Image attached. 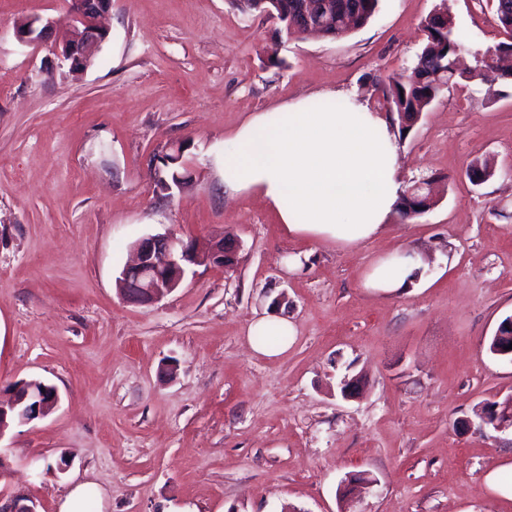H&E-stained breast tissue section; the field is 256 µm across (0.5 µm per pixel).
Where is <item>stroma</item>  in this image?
<instances>
[{
    "label": "stroma",
    "mask_w": 512,
    "mask_h": 512,
    "mask_svg": "<svg viewBox=\"0 0 512 512\" xmlns=\"http://www.w3.org/2000/svg\"><path fill=\"white\" fill-rule=\"evenodd\" d=\"M442 5L474 47L500 41L490 0H381L345 37L287 41L231 0H112L75 73L16 37L66 0H0V390L60 396L0 438V493L38 512L79 485L100 512H512V429L469 425L512 396L488 349L512 315V81L454 87L397 136L405 188L432 181L435 203L363 244L289 234L258 192L224 190V142L255 114L324 90L384 112ZM181 144L192 180L163 188L153 160ZM165 232L233 239L235 265L130 303L121 271ZM405 249L426 262L406 288L365 287ZM267 316L294 328L274 358L247 336Z\"/></svg>",
    "instance_id": "obj_1"
}]
</instances>
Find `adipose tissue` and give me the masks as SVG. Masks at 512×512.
Segmentation results:
<instances>
[{
	"label": "adipose tissue",
	"instance_id": "1",
	"mask_svg": "<svg viewBox=\"0 0 512 512\" xmlns=\"http://www.w3.org/2000/svg\"><path fill=\"white\" fill-rule=\"evenodd\" d=\"M305 96L260 113L224 150V188L258 191L290 234L354 245L378 236L403 193L401 159L384 117L348 95ZM420 254L381 260L365 285L403 288Z\"/></svg>",
	"mask_w": 512,
	"mask_h": 512
}]
</instances>
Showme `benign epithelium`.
I'll list each match as a JSON object with an SVG mask.
<instances>
[{"label":"benign epithelium","instance_id":"7a95c632","mask_svg":"<svg viewBox=\"0 0 512 512\" xmlns=\"http://www.w3.org/2000/svg\"><path fill=\"white\" fill-rule=\"evenodd\" d=\"M111 5L112 0H69L65 18L31 17L27 27H17L16 36L21 42L33 46L43 43L51 35L56 37L61 55L70 62L71 69L84 70L108 37L98 19ZM238 248L237 243L222 239L186 242L169 233L144 237L135 245V259L121 272L122 291L127 298L139 303L156 302L176 289L195 266H231ZM505 328L512 329V317L500 322L491 338L492 353L503 360L512 357V349H504L506 339H512V333H502ZM37 386L42 387V394L35 398L12 391L7 402H0V417L10 413L19 424L46 417L58 404V392L40 380L32 381V387ZM477 418L478 422L468 420L466 425L475 424L479 431L512 428V397L501 404L483 406L477 412ZM0 512L38 510L32 499L17 496L6 499L0 495Z\"/></svg>","mask_w":512,"mask_h":512}]
</instances>
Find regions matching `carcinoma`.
<instances>
[{"label":"carcinoma","instance_id":"cac0c4a2","mask_svg":"<svg viewBox=\"0 0 512 512\" xmlns=\"http://www.w3.org/2000/svg\"><path fill=\"white\" fill-rule=\"evenodd\" d=\"M313 5L324 36L339 38L353 29L364 27L379 10L381 0H234L236 9L244 16L272 12L280 36L300 37L307 31L302 22V5ZM498 26L505 40L485 50H474L461 37L451 17L435 11L422 22L425 42L410 72L393 78L383 88V100L396 117L401 130L410 129L432 103L446 90L470 79V73L457 72L453 61L461 54L474 56L477 66L492 67L503 54L512 52V0H493ZM397 212L411 219L426 212L423 202H411L402 197Z\"/></svg>","mask_w":512,"mask_h":512}]
</instances>
